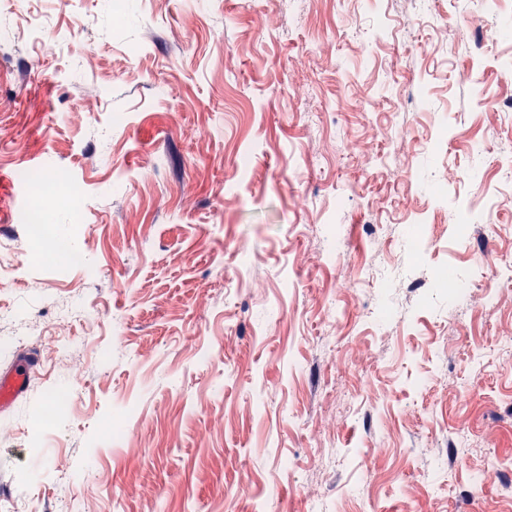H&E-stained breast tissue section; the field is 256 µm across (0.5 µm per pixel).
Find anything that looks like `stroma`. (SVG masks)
I'll use <instances>...</instances> for the list:
<instances>
[{
  "label": "stroma",
  "instance_id": "obj_1",
  "mask_svg": "<svg viewBox=\"0 0 512 512\" xmlns=\"http://www.w3.org/2000/svg\"><path fill=\"white\" fill-rule=\"evenodd\" d=\"M2 30L0 242L51 224L89 238L98 270L48 257L0 289L27 310L0 319L27 336L0 369L40 360L0 413L1 499L512 512L506 488L470 480L496 460L512 482V40L474 0H0ZM357 138L372 157L347 152ZM470 165L482 179L457 180ZM28 170L67 187L45 205ZM444 267L469 294L437 291ZM75 295L95 334L65 320ZM42 324L68 335L69 363ZM71 375L65 425L31 445ZM126 411L113 444L100 418Z\"/></svg>",
  "mask_w": 512,
  "mask_h": 512
}]
</instances>
